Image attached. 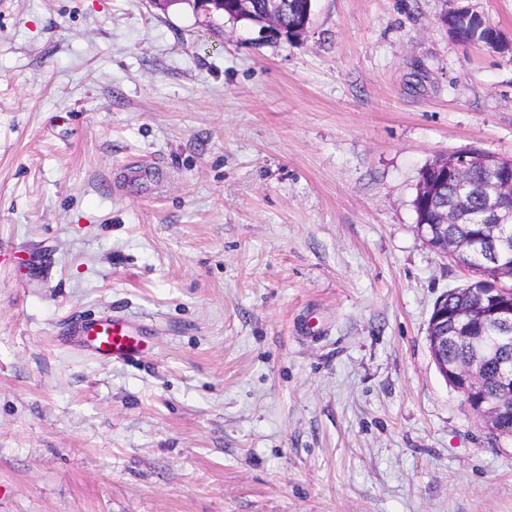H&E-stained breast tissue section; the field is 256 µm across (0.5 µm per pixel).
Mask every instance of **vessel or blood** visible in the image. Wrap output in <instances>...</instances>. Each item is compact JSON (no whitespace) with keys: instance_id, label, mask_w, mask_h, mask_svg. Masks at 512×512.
<instances>
[{"instance_id":"1","label":"vessel or blood","mask_w":512,"mask_h":512,"mask_svg":"<svg viewBox=\"0 0 512 512\" xmlns=\"http://www.w3.org/2000/svg\"><path fill=\"white\" fill-rule=\"evenodd\" d=\"M72 333L81 338L91 353L100 357L126 360L142 351L143 341L139 332L120 313L78 322Z\"/></svg>"}]
</instances>
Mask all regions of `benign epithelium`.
I'll list each match as a JSON object with an SVG mask.
<instances>
[{
	"label": "benign epithelium",
	"mask_w": 512,
	"mask_h": 512,
	"mask_svg": "<svg viewBox=\"0 0 512 512\" xmlns=\"http://www.w3.org/2000/svg\"><path fill=\"white\" fill-rule=\"evenodd\" d=\"M472 155L466 151L443 157L444 173L451 175L459 187L458 201L448 203L439 211L440 220L436 223L417 221L419 236L427 246L450 258L457 266L465 269L461 259L459 243L448 238V225L458 223L463 216L464 198L471 179ZM488 206L477 216L475 223L483 226L482 238L491 243L488 267L501 263L498 232L503 224H512V164L504 165L495 156L484 159ZM438 193V185L430 179L420 181L417 199L425 205H432ZM508 287L493 273L476 281L468 277L460 292L469 295L473 304L465 313L448 310V305L438 303L430 317L435 328L431 337L434 362L440 372L451 379L457 392L462 396L470 413L484 431L500 432L503 420L512 416V370L503 372L498 379V398L490 399L482 389V377L477 363L468 365H448V337L466 336L477 326L492 324L502 334L501 340L512 342V298L507 296Z\"/></svg>",
	"instance_id": "7a95c632"
}]
</instances>
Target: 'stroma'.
I'll return each instance as SVG.
<instances>
[{
	"label": "stroma",
	"instance_id": "obj_1",
	"mask_svg": "<svg viewBox=\"0 0 512 512\" xmlns=\"http://www.w3.org/2000/svg\"><path fill=\"white\" fill-rule=\"evenodd\" d=\"M470 148L512 158V0H314L292 40L0 0V512H512L427 341L468 273L413 200ZM112 312L135 359L70 332ZM458 10H452L444 16H446L449 30L452 28L459 30V43L470 45L476 36L477 40L487 45H492L493 41L499 40V34L494 29L484 25L480 16L475 13L462 15Z\"/></svg>",
	"mask_w": 512,
	"mask_h": 512
}]
</instances>
